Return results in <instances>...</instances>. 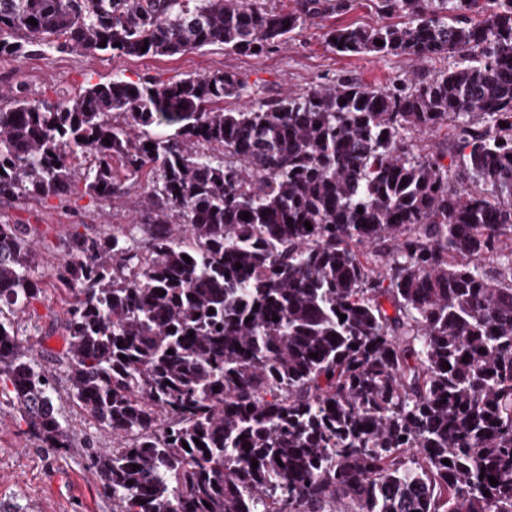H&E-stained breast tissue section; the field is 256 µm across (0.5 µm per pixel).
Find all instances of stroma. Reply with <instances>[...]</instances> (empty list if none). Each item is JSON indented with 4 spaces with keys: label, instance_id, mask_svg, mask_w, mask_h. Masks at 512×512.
Returning a JSON list of instances; mask_svg holds the SVG:
<instances>
[{
    "label": "stroma",
    "instance_id": "1",
    "mask_svg": "<svg viewBox=\"0 0 512 512\" xmlns=\"http://www.w3.org/2000/svg\"><path fill=\"white\" fill-rule=\"evenodd\" d=\"M321 11L308 18L304 28L288 43L270 48L260 57L229 53L213 45L169 56H109L71 54L55 50L0 58V108L12 105L13 93L32 100L56 103L72 98L90 84L120 76L131 80L167 81L185 76H204L235 71L259 86L260 96L274 99L285 91L297 93L349 78L369 88L388 89L447 70L448 60L437 57L417 66L372 54L336 52L327 41L336 26H374L382 21L377 0H322ZM145 195L135 184L128 195L98 208L82 192L66 203H20L0 199V215L10 222L50 226V241L58 243L72 232L106 235L113 227L139 235L136 212ZM35 276L46 288L37 305L38 318L21 313L11 316L23 341L31 345L36 364L47 368L55 386L54 399L64 423L74 431L71 447L44 448L27 431L14 400L0 395V512H112V498L94 478L90 453L109 449L115 441L73 401L64 368L50 364L49 355L61 351L62 336L50 334L49 313H61L62 296L50 285L58 251L38 246Z\"/></svg>",
    "mask_w": 512,
    "mask_h": 512
}]
</instances>
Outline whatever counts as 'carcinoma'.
<instances>
[{
    "label": "carcinoma",
    "instance_id": "carcinoma-1",
    "mask_svg": "<svg viewBox=\"0 0 512 512\" xmlns=\"http://www.w3.org/2000/svg\"><path fill=\"white\" fill-rule=\"evenodd\" d=\"M319 2L0 0V56L259 57ZM378 10L329 44L452 66L406 92L342 78L272 100L232 71L116 76L0 109V198L81 181L105 207L147 176L141 239L77 233L52 282L74 401L124 439L92 453L114 512H512V0ZM43 236L0 222V315L36 311ZM0 383L44 447L71 446L2 319Z\"/></svg>",
    "mask_w": 512,
    "mask_h": 512
}]
</instances>
